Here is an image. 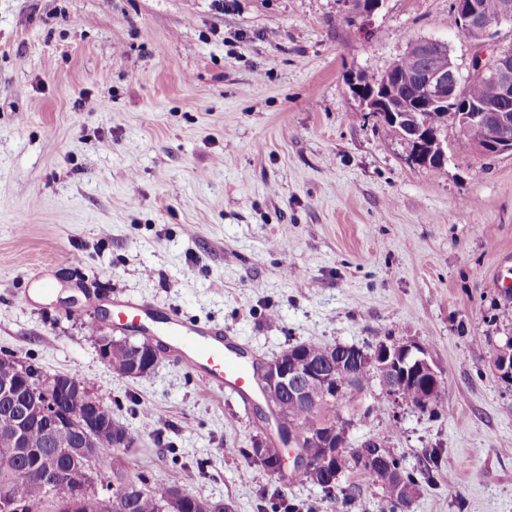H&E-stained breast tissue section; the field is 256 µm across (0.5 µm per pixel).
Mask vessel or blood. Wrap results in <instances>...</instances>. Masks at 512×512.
<instances>
[{"label": "vessel or blood", "instance_id": "1", "mask_svg": "<svg viewBox=\"0 0 512 512\" xmlns=\"http://www.w3.org/2000/svg\"><path fill=\"white\" fill-rule=\"evenodd\" d=\"M112 306L120 319L159 339L165 353L199 374L212 391L232 390L247 405L258 397L256 358L225 336L223 329L185 320L174 312L162 316L132 299L113 298Z\"/></svg>", "mask_w": 512, "mask_h": 512}]
</instances>
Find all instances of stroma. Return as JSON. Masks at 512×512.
I'll return each mask as SVG.
<instances>
[{
  "mask_svg": "<svg viewBox=\"0 0 512 512\" xmlns=\"http://www.w3.org/2000/svg\"><path fill=\"white\" fill-rule=\"evenodd\" d=\"M450 0H0V357L81 378L121 422L104 484L176 486L229 512H381L269 473V409L216 394L176 358L114 373L99 339L120 294L224 328L260 362L301 342L413 340L442 376L434 412L394 411L378 381L350 447L438 466L404 512H512V384L490 370L512 336V154L451 145L413 164L350 84L418 38L472 46ZM28 303H21V296ZM150 417H143L142 408Z\"/></svg>",
  "mask_w": 512,
  "mask_h": 512,
  "instance_id": "35a3bbf8",
  "label": "stroma"
}]
</instances>
